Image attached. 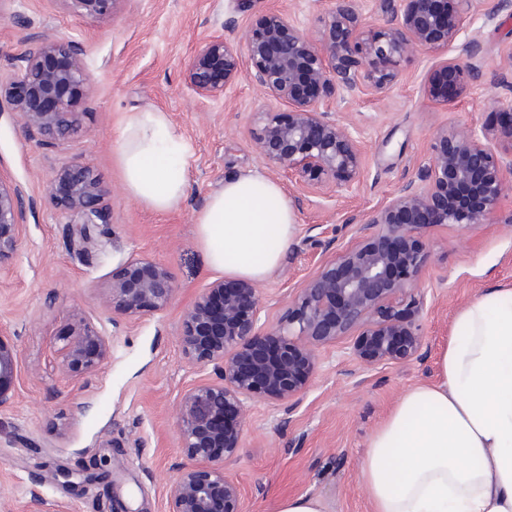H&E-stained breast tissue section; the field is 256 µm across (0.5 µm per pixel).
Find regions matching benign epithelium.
I'll list each match as a JSON object with an SVG mask.
<instances>
[{"label":"benign epithelium","mask_w":512,"mask_h":512,"mask_svg":"<svg viewBox=\"0 0 512 512\" xmlns=\"http://www.w3.org/2000/svg\"><path fill=\"white\" fill-rule=\"evenodd\" d=\"M71 11L101 15L116 0H65ZM388 16L378 29L362 24L360 0H333L324 38L317 43L283 8L257 18L244 35L246 53L235 40L217 35L195 55L188 80L201 98L223 95L242 65L271 101L288 107L261 112L253 141L259 158L295 177L300 189L321 193L334 182L346 189L359 182L363 150L353 125L326 110L332 98L356 100L387 94L398 66L420 51L455 48L459 56L435 70L429 93L446 98L481 77L483 45L471 29L483 0H374ZM74 40L43 32L37 47L21 57L9 81H0L24 131L39 145L86 134L81 113L72 109L91 77ZM509 108L507 145L487 132L460 123L440 129L417 179L401 186L385 204L363 214L357 240L336 260L323 263L293 289L288 315L261 332V288L249 280L217 278L183 314L184 354L212 366L215 378L192 384L177 403V426L190 464L168 488V512H242V492L226 464L243 441L251 405L265 402L290 410L299 403L317 366V350L353 337L348 355L356 374L389 365L410 366L428 356L421 322L428 314V289L417 274L428 255L422 229L455 224L463 229L490 222L501 197L512 192V49L501 76ZM55 208L76 225L73 243L81 254L98 245L97 223L108 192L93 169L70 161L49 179ZM21 189L0 178V259L21 242ZM177 288L171 270L148 257L134 258L112 278L103 302L131 319L161 313ZM110 352L104 336L81 320L65 345L64 369L83 375ZM17 359L0 332V408L13 398ZM111 459L94 455L78 470L59 468L68 486L112 479Z\"/></svg>","instance_id":"7a95c632"}]
</instances>
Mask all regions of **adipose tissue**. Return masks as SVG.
<instances>
[{
	"label": "adipose tissue",
	"instance_id": "obj_1",
	"mask_svg": "<svg viewBox=\"0 0 512 512\" xmlns=\"http://www.w3.org/2000/svg\"><path fill=\"white\" fill-rule=\"evenodd\" d=\"M184 143L166 113H126L117 156L126 190L147 208L183 199ZM211 268L264 281L298 224L278 182L226 179L193 216ZM360 463L370 512H512V286L460 308L436 382L409 388L373 432Z\"/></svg>",
	"mask_w": 512,
	"mask_h": 512
}]
</instances>
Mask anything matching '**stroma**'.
Segmentation results:
<instances>
[{
  "label": "stroma",
  "mask_w": 512,
  "mask_h": 512,
  "mask_svg": "<svg viewBox=\"0 0 512 512\" xmlns=\"http://www.w3.org/2000/svg\"><path fill=\"white\" fill-rule=\"evenodd\" d=\"M282 7L300 31L321 40L331 0H116L110 13L81 16L64 0H0V79L9 80L42 31L79 42L91 75L79 98L88 134L50 145L26 135L9 102L0 103V177L23 194L19 249L0 260V331L17 354L11 403L0 408V512H167V487L188 459L176 423V406L190 385L212 378L211 367L188 359L179 331L183 313L219 273L199 246L192 217L226 178L259 173L277 181L291 201L298 231L279 267L263 283L261 322L276 324L288 295L315 273L318 261L337 259L356 240L360 216L416 178L437 130L468 123L500 130L505 121L500 57L512 47V14L484 8L494 20L474 24L484 45L482 76L461 93L437 100L429 79L441 55L419 52L400 65L389 94H367L329 109L358 126L364 164L353 191L314 194L260 159L252 130L273 104L247 71L217 98L191 89L188 68L205 43L219 34L243 38L257 17ZM167 113L187 147V190L174 209L149 210L125 189L116 153L125 113ZM76 160L90 166L107 189L98 219L101 246L77 252L64 218L50 205L46 186L54 169ZM321 230L310 237V227ZM429 259L419 278L432 289L422 332L424 363L392 366L356 383L349 339L318 350V364L292 414L255 403L242 446L227 465L243 493V512H279L286 500L309 495L324 512H368L358 468L366 444L410 387L434 381L455 312L496 286H512V194L496 219L463 230L432 224L423 231ZM167 265L177 292L167 311L130 320L103 306L100 294L134 258ZM92 322L111 347L90 373L62 369L66 338L78 318ZM112 459L111 489L73 491L54 479L56 468L77 467L92 455Z\"/></svg>",
  "instance_id": "stroma-1"
}]
</instances>
